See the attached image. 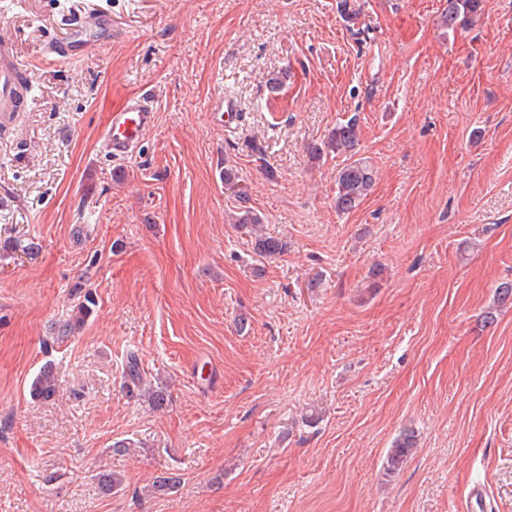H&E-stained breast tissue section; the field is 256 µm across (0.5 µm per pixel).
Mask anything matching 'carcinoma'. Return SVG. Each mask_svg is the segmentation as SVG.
<instances>
[{
    "mask_svg": "<svg viewBox=\"0 0 512 512\" xmlns=\"http://www.w3.org/2000/svg\"><path fill=\"white\" fill-rule=\"evenodd\" d=\"M448 6L443 15V24L454 31L464 25L469 19L478 15L482 8V0H447ZM360 142L358 123L351 118L344 123L336 124L329 134L324 146L314 145L310 155L320 157L327 150L345 157L347 163L336 171V209L340 212H351L373 190L376 183L377 172L375 168L363 158H355L356 148ZM238 198L243 202L238 214L234 218L235 230L250 238L252 253L257 265L255 273L264 272V263L267 260L283 255L288 251V243L278 237L272 236L262 229V217L251 207L244 205L247 194L238 192ZM96 300L93 293L85 291L83 299L73 306L68 319L57 325V334L54 340L63 342L82 329L88 318L93 314ZM125 388L131 396L147 402L153 409L161 410L168 404V393L162 387H157L147 381L141 373L138 359L132 355L128 358L125 371ZM59 389V380L55 364L45 362L36 377L32 380L29 395L35 401H49L56 397ZM417 448L415 431L406 428L392 441L384 460L385 474L399 473L407 464ZM102 489L108 493L119 491L124 478L118 472H100L97 474ZM179 484V478L173 473H163L154 478L153 491L165 495L173 491Z\"/></svg>",
    "mask_w": 512,
    "mask_h": 512,
    "instance_id": "carcinoma-1",
    "label": "carcinoma"
}]
</instances>
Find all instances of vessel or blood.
Instances as JSON below:
<instances>
[{"instance_id":"obj_1","label":"vessel or blood","mask_w":512,"mask_h":512,"mask_svg":"<svg viewBox=\"0 0 512 512\" xmlns=\"http://www.w3.org/2000/svg\"><path fill=\"white\" fill-rule=\"evenodd\" d=\"M112 31V18L100 10H87L73 16L62 39L43 47V56L49 61L76 59L94 49ZM27 69L19 63L13 46L0 38V118L21 111L27 103L21 79ZM216 119L225 126L236 124L240 110L233 97L218 96L210 107ZM157 109L152 96L138 95L109 113L101 135L104 150L115 159L128 157L140 144L145 134L155 127Z\"/></svg>"}]
</instances>
